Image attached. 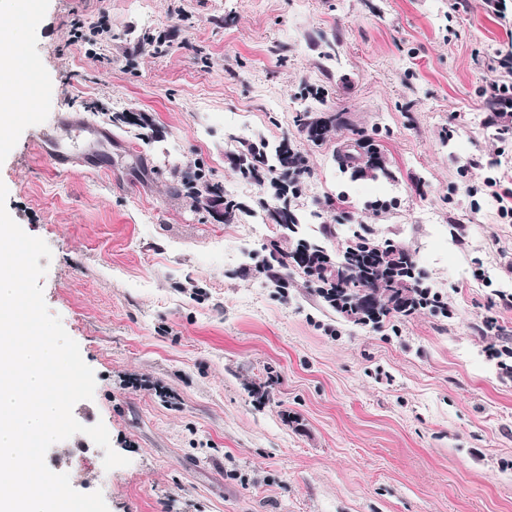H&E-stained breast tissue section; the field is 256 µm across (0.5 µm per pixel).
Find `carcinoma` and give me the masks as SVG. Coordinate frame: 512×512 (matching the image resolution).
I'll use <instances>...</instances> for the list:
<instances>
[{"label":"carcinoma","instance_id":"carcinoma-1","mask_svg":"<svg viewBox=\"0 0 512 512\" xmlns=\"http://www.w3.org/2000/svg\"><path fill=\"white\" fill-rule=\"evenodd\" d=\"M336 124L334 115L322 125L308 116L302 128L309 141L322 142ZM336 159L343 173L355 175L374 168L366 162L353 164L342 144L336 148ZM305 169V158L286 139L272 148L264 141L251 144L238 157L240 175L268 182L278 198L288 189L294 194L299 192ZM181 184L197 201L223 198V190L210 183L200 169L184 172ZM275 223L291 235L298 234V216L286 208L276 212ZM278 264L286 270L292 266L300 270L337 313L358 323H375L391 314L399 316L408 305H439L438 297L425 287V277L410 256L392 244L378 242L367 228L354 232L343 254L334 259L319 245L300 239L295 252L281 257Z\"/></svg>","mask_w":512,"mask_h":512}]
</instances>
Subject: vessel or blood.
Listing matches in <instances>:
<instances>
[{
	"label": "vessel or blood",
	"mask_w": 512,
	"mask_h": 512,
	"mask_svg": "<svg viewBox=\"0 0 512 512\" xmlns=\"http://www.w3.org/2000/svg\"><path fill=\"white\" fill-rule=\"evenodd\" d=\"M111 138V133L66 111L58 116L52 129L37 135L36 145L56 172L66 174L77 166L93 168L87 144Z\"/></svg>",
	"instance_id": "vessel-or-blood-1"
}]
</instances>
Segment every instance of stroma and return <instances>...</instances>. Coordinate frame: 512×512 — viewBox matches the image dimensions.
<instances>
[{
	"instance_id": "35a3bbf8",
	"label": "stroma",
	"mask_w": 512,
	"mask_h": 512,
	"mask_svg": "<svg viewBox=\"0 0 512 512\" xmlns=\"http://www.w3.org/2000/svg\"><path fill=\"white\" fill-rule=\"evenodd\" d=\"M13 25L40 84L0 152L7 210L51 248L45 302L95 373L73 415L130 460L105 470L77 434L52 471L109 512H512V378L485 353L512 348V222L483 185L512 179V118L484 95L512 0H38ZM62 111L111 132L106 170L39 154ZM305 113L342 123L315 145ZM355 138L383 173L341 176ZM284 139L306 159L301 238L336 255L372 229L447 315L364 325L302 275L276 287L264 261L296 239L235 163ZM193 165L231 217L180 187Z\"/></svg>"
}]
</instances>
